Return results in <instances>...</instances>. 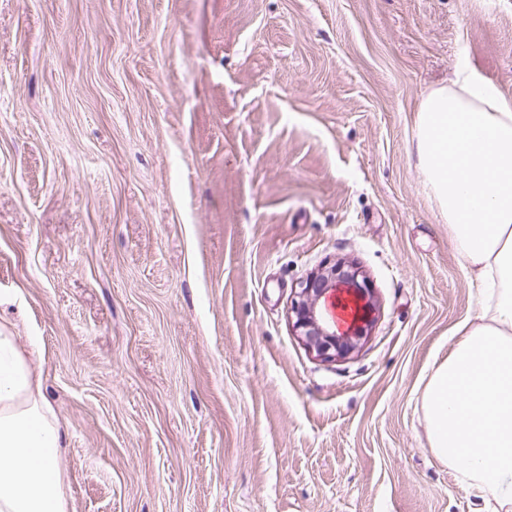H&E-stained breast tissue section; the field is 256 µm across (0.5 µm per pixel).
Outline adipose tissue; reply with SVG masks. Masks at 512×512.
<instances>
[{
    "mask_svg": "<svg viewBox=\"0 0 512 512\" xmlns=\"http://www.w3.org/2000/svg\"><path fill=\"white\" fill-rule=\"evenodd\" d=\"M416 166L481 289L420 396L434 458L478 502L512 512V97L461 66L413 122ZM62 436L39 379L0 330V512H69Z\"/></svg>",
    "mask_w": 512,
    "mask_h": 512,
    "instance_id": "1",
    "label": "adipose tissue"
}]
</instances>
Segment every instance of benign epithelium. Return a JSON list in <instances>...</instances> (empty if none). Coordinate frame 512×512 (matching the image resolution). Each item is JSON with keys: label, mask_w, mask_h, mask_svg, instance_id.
Wrapping results in <instances>:
<instances>
[{"label": "benign epithelium", "mask_w": 512, "mask_h": 512, "mask_svg": "<svg viewBox=\"0 0 512 512\" xmlns=\"http://www.w3.org/2000/svg\"><path fill=\"white\" fill-rule=\"evenodd\" d=\"M336 298L353 308L352 321L344 329L322 310L321 303ZM375 312L372 288L358 265L338 260L323 264L301 282L289 317L308 350L324 360H336L353 353L369 335Z\"/></svg>", "instance_id": "1"}]
</instances>
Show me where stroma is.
I'll use <instances>...</instances> for the list:
<instances>
[{"label":"stroma","instance_id":"obj_1","mask_svg":"<svg viewBox=\"0 0 512 512\" xmlns=\"http://www.w3.org/2000/svg\"><path fill=\"white\" fill-rule=\"evenodd\" d=\"M461 61L512 97V0H0V324L71 512H476L419 406L478 295L412 146ZM341 259L378 314L324 361ZM336 298L353 308L354 316L345 329L336 327V320L322 310V300ZM376 310L372 288L358 265L338 260L323 264L301 282L289 317L309 351L324 360H336L353 353L369 335Z\"/></svg>","mask_w":512,"mask_h":512}]
</instances>
